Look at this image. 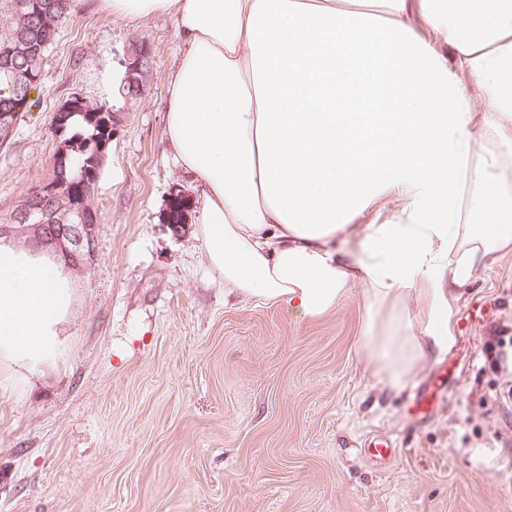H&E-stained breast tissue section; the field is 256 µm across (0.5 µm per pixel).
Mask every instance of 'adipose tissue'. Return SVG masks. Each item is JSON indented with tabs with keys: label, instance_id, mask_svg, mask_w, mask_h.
Segmentation results:
<instances>
[{
	"label": "adipose tissue",
	"instance_id": "1",
	"mask_svg": "<svg viewBox=\"0 0 512 512\" xmlns=\"http://www.w3.org/2000/svg\"><path fill=\"white\" fill-rule=\"evenodd\" d=\"M450 2L386 0L383 18L336 0H97L131 22L176 20L163 135L226 291L314 316L361 285L358 350L395 392L448 353L478 262L512 244V193L493 174L512 161V0ZM479 109L499 140L487 159ZM473 188L493 196L477 224ZM389 195L397 223H358ZM70 289L61 261L0 242V355L44 356Z\"/></svg>",
	"mask_w": 512,
	"mask_h": 512
}]
</instances>
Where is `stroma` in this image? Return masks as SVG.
Returning a JSON list of instances; mask_svg holds the SVG:
<instances>
[{"mask_svg":"<svg viewBox=\"0 0 512 512\" xmlns=\"http://www.w3.org/2000/svg\"><path fill=\"white\" fill-rule=\"evenodd\" d=\"M153 60L141 99L104 79L131 39ZM175 21L136 23L70 4L32 107L0 147V219L53 173V115L78 95L118 117L92 192L97 257L37 366L0 357V512H512V372L492 345L512 336V247L488 253L454 313L455 343L405 390L356 349L354 287L336 309L225 296L168 159L163 100ZM433 416L408 409L435 377ZM385 439L395 454L370 457Z\"/></svg>","mask_w":512,"mask_h":512,"instance_id":"35a3bbf8","label":"stroma"}]
</instances>
